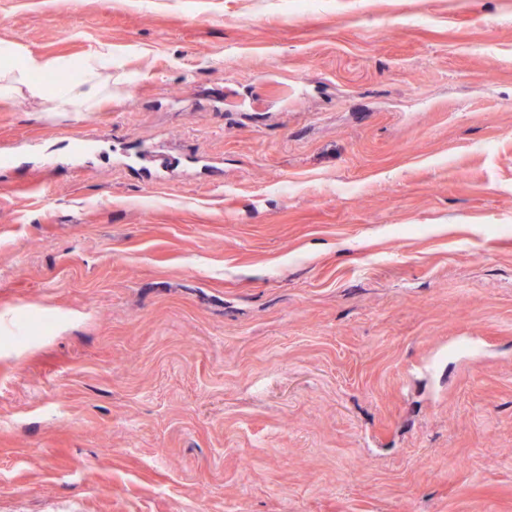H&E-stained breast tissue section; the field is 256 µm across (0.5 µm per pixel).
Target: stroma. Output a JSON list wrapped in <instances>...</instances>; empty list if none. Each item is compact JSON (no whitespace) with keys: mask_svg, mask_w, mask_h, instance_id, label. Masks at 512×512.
<instances>
[{"mask_svg":"<svg viewBox=\"0 0 512 512\" xmlns=\"http://www.w3.org/2000/svg\"><path fill=\"white\" fill-rule=\"evenodd\" d=\"M4 46L112 98L0 103V512H512V0H0Z\"/></svg>","mask_w":512,"mask_h":512,"instance_id":"1","label":"stroma"}]
</instances>
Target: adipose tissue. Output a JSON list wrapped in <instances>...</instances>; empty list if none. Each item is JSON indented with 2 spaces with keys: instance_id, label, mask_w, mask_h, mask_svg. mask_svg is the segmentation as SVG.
<instances>
[{
  "instance_id": "ef3b65f1",
  "label": "adipose tissue",
  "mask_w": 512,
  "mask_h": 512,
  "mask_svg": "<svg viewBox=\"0 0 512 512\" xmlns=\"http://www.w3.org/2000/svg\"><path fill=\"white\" fill-rule=\"evenodd\" d=\"M58 62L37 54L13 50L0 64V101L22 95L49 103L55 112H91L112 97V82L105 72L112 69L107 47L91 50L76 64V78L54 85L37 82L36 74L60 70Z\"/></svg>"
}]
</instances>
